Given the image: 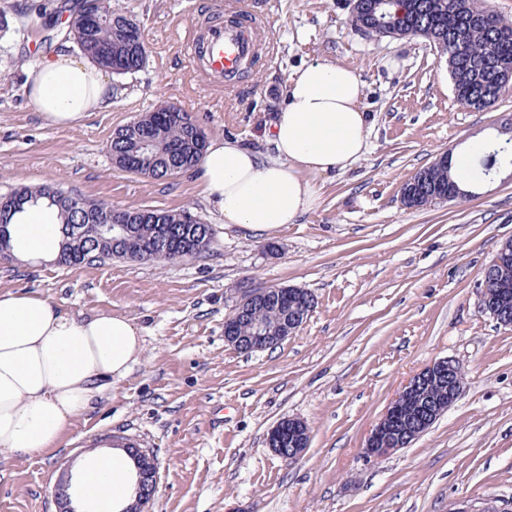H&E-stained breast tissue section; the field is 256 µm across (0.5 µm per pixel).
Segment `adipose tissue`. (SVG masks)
Returning a JSON list of instances; mask_svg holds the SVG:
<instances>
[{
	"label": "adipose tissue",
	"instance_id": "ef3b65f1",
	"mask_svg": "<svg viewBox=\"0 0 512 512\" xmlns=\"http://www.w3.org/2000/svg\"><path fill=\"white\" fill-rule=\"evenodd\" d=\"M25 88L40 116L58 127L79 123L116 97L104 70L65 50L35 63ZM364 89L349 66L307 62L289 75L285 107L268 124L276 159L212 139L196 176L225 223L263 234L312 211L319 200L312 176L346 171L366 152ZM60 227L56 207L24 205L7 227L14 259L27 266L57 261ZM142 352V329L124 314L79 318L38 292L0 294V459L53 450L94 398L129 375ZM76 476L97 481L83 495L86 512H127L134 502L136 468L123 449L83 460Z\"/></svg>",
	"mask_w": 512,
	"mask_h": 512
}]
</instances>
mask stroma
<instances>
[{"label":"stroma","mask_w":512,"mask_h":512,"mask_svg":"<svg viewBox=\"0 0 512 512\" xmlns=\"http://www.w3.org/2000/svg\"><path fill=\"white\" fill-rule=\"evenodd\" d=\"M65 0H0L11 56L0 81V194L51 184L112 205L191 206L210 225L209 252L174 263L24 267L0 263V292L37 291L64 310L136 319L144 353L131 373L61 436L55 452L0 462V512H55L59 465L90 440L135 437L159 463L148 512H512V326L480 306L487 263L512 239V177L499 172L470 201L420 209L400 189L437 154L493 134L512 93L490 112L461 108L445 60L420 37L376 38L351 24V0H250L270 53L235 86H213L184 43L224 0H112L139 23L145 68L120 77L111 107L59 128L25 93V72L62 40L45 22ZM29 28L17 34L18 25ZM321 58L366 84L365 156L343 174L314 177L316 209L262 235L226 224L192 173L152 179L117 169L116 128L170 104L210 138L238 140L262 158V134L281 111L289 74ZM311 293L308 319L273 350L245 354L224 339L241 288ZM460 364L454 404L407 447L368 456L367 440L401 387L434 361ZM296 419L309 443L296 461L267 436Z\"/></svg>","instance_id":"obj_1"}]
</instances>
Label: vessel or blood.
Listing matches in <instances>:
<instances>
[{
  "label": "vessel or blood",
  "mask_w": 512,
  "mask_h": 512,
  "mask_svg": "<svg viewBox=\"0 0 512 512\" xmlns=\"http://www.w3.org/2000/svg\"><path fill=\"white\" fill-rule=\"evenodd\" d=\"M266 43L263 22L246 20L229 24L217 17L192 40L190 50L210 82L221 84L237 78L245 63L256 58Z\"/></svg>",
  "instance_id": "obj_1"
}]
</instances>
